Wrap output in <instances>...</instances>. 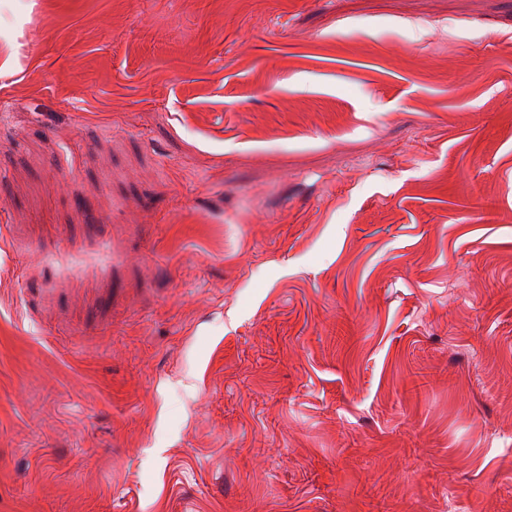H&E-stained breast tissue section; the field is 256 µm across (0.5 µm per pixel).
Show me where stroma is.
Listing matches in <instances>:
<instances>
[{"mask_svg":"<svg viewBox=\"0 0 512 512\" xmlns=\"http://www.w3.org/2000/svg\"><path fill=\"white\" fill-rule=\"evenodd\" d=\"M0 512H512V0H0Z\"/></svg>","mask_w":512,"mask_h":512,"instance_id":"35a3bbf8","label":"stroma"}]
</instances>
